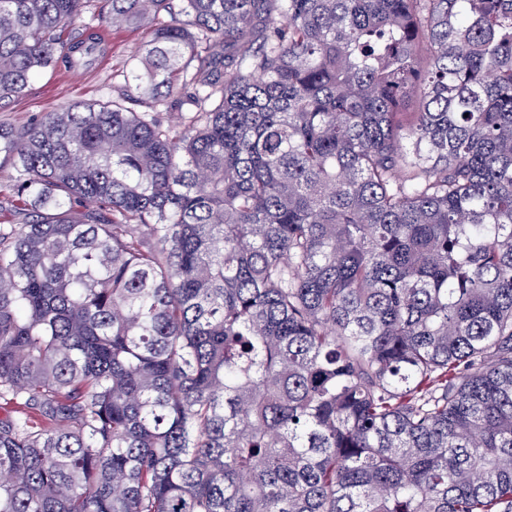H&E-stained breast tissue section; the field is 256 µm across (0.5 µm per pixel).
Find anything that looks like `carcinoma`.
<instances>
[{"label":"carcinoma","instance_id":"cac0c4a2","mask_svg":"<svg viewBox=\"0 0 512 512\" xmlns=\"http://www.w3.org/2000/svg\"><path fill=\"white\" fill-rule=\"evenodd\" d=\"M94 2L0 0V101ZM109 2L0 125V512H512V0ZM95 4V13L85 14L67 29L73 35L85 23L98 29L102 52L95 65L62 69L36 77L22 96L0 102V124L20 126L41 112L100 103L112 97V86L124 82L125 63L140 49L146 34L139 29L112 25L109 19L111 5L101 0Z\"/></svg>","mask_w":512,"mask_h":512}]
</instances>
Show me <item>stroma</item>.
<instances>
[{
	"mask_svg": "<svg viewBox=\"0 0 512 512\" xmlns=\"http://www.w3.org/2000/svg\"><path fill=\"white\" fill-rule=\"evenodd\" d=\"M110 9L108 0H98L94 12L83 17L101 37L102 52L95 65L36 77L22 96L0 102V124L20 126L42 112L97 104L111 97L113 87L124 81L126 61L140 49L146 35L139 29L113 25Z\"/></svg>",
	"mask_w": 512,
	"mask_h": 512,
	"instance_id": "35a3bbf8",
	"label": "stroma"
}]
</instances>
